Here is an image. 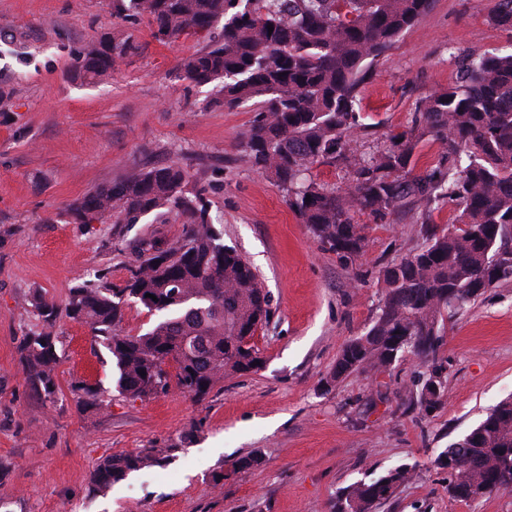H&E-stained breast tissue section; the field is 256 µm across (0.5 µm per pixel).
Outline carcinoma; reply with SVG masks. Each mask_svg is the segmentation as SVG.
Returning <instances> with one entry per match:
<instances>
[{"instance_id":"cac0c4a2","label":"carcinoma","mask_w":512,"mask_h":512,"mask_svg":"<svg viewBox=\"0 0 512 512\" xmlns=\"http://www.w3.org/2000/svg\"><path fill=\"white\" fill-rule=\"evenodd\" d=\"M432 2L112 0L113 16L147 17L153 36L163 42L222 24L220 38L181 60L182 77L197 86L220 80L216 102L251 107L248 158L276 178L302 223L338 256L351 259L364 250L366 226L355 221L358 213L383 221L440 198L460 201L461 227L424 225L426 244L379 270L386 288L380 311L366 333L344 345L326 381L383 372L409 352L428 365L416 399L425 412L440 407L448 377L438 359L443 314L512 280V54L468 57L460 84L421 99L404 131L367 157L359 153L369 128L362 85ZM492 20L512 30V0H496ZM136 49L131 34L107 32L76 55L74 75L87 83L108 77ZM427 137L441 141L442 156L414 174V150ZM314 164L347 168L350 189L339 194L308 177ZM188 182L187 170L173 162L101 186L67 210L75 224H138L150 213L183 218L179 239L166 249L147 250L123 287L96 273L92 283L70 290L64 306L70 320L88 326L93 340L109 349L116 388L133 399L165 394L174 384L203 401L225 377L262 369L251 339L270 316L268 295L250 264L222 242L204 190L189 191ZM132 300L158 320L142 334L123 335L119 324ZM33 306L41 328L23 339L20 359L27 384L54 403L58 311L40 295ZM71 392L81 403L99 399L95 383L76 382ZM157 461L148 450L108 458L93 480L107 487ZM437 462L448 468L454 500L511 492L512 397L443 450ZM413 477L412 468L401 465L348 485L336 497L335 512H372Z\"/></svg>"}]
</instances>
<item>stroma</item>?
<instances>
[{
    "label": "stroma",
    "mask_w": 512,
    "mask_h": 512,
    "mask_svg": "<svg viewBox=\"0 0 512 512\" xmlns=\"http://www.w3.org/2000/svg\"><path fill=\"white\" fill-rule=\"evenodd\" d=\"M494 3L433 0L380 58L361 93L365 151L404 130L420 98L460 84L468 55L512 52V31L491 21ZM1 20L18 39L0 41V501L10 512H332L341 488L401 464L414 479L374 512H512V492L450 499L437 463L512 394V281L441 321L448 379L432 413L415 404L426 368L410 354L381 373L328 381L344 344L376 318L378 269L422 245V224L458 223L459 201L385 222L359 214L365 249L340 259L248 160L253 112L224 108L214 85L180 77L179 62L208 35L160 42L146 18L113 17L112 0H0ZM110 30L132 33L135 53L105 81L80 86L75 55ZM174 161L270 295L271 317L251 340L263 368L225 377L200 403L176 388L134 400L116 390L108 350L62 315L61 395L43 401L18 352L36 325L34 295L64 305L97 271L124 286L144 246L168 247L183 227L173 214L76 224L68 205ZM77 380L100 385L101 405H77ZM147 449L160 451V465L95 488L103 459ZM253 455L257 464L240 467Z\"/></svg>",
    "instance_id": "stroma-1"
}]
</instances>
